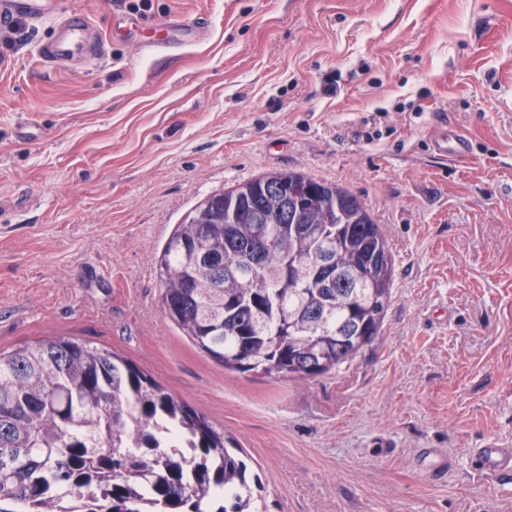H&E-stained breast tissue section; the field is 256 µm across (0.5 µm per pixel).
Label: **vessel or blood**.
<instances>
[{"label":"vessel or blood","instance_id":"vessel-or-blood-1","mask_svg":"<svg viewBox=\"0 0 512 512\" xmlns=\"http://www.w3.org/2000/svg\"><path fill=\"white\" fill-rule=\"evenodd\" d=\"M23 17L33 22L52 20L53 35L41 48V55L50 64L75 63L99 59L106 55L107 45L94 33L90 23L64 9L59 0H0V20ZM153 35L173 45H183L201 39L205 28L198 23L184 21L153 28ZM435 151L443 157L461 158L469 146L460 136L441 135L434 141ZM483 471L497 475L512 472V448H501L490 443L476 449Z\"/></svg>","mask_w":512,"mask_h":512}]
</instances>
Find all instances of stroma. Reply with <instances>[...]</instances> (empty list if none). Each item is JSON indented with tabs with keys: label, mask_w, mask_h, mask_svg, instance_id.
I'll list each match as a JSON object with an SVG mask.
<instances>
[{
	"label": "stroma",
	"mask_w": 512,
	"mask_h": 512,
	"mask_svg": "<svg viewBox=\"0 0 512 512\" xmlns=\"http://www.w3.org/2000/svg\"><path fill=\"white\" fill-rule=\"evenodd\" d=\"M106 59L45 64L0 29V350L131 359L250 457L261 512H512V0H65ZM201 17L177 51L110 20ZM456 133L468 157L432 148ZM337 183L391 255L379 336L298 382L224 370L165 316L154 258L209 195ZM475 454L483 471L494 475L512 472V448L489 443L484 448H476Z\"/></svg>",
	"instance_id": "stroma-1"
}]
</instances>
